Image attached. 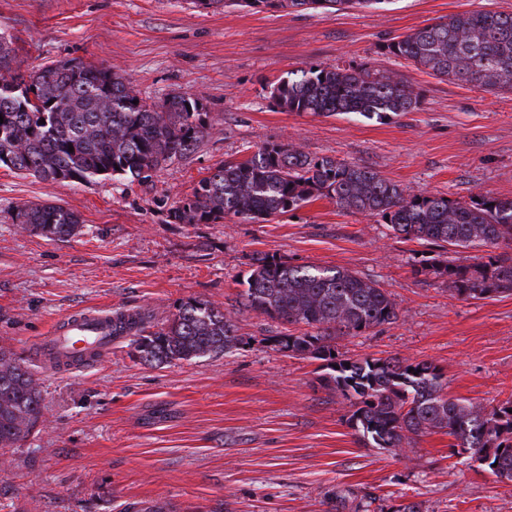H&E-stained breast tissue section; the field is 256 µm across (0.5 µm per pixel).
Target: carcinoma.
<instances>
[{"label": "carcinoma", "mask_w": 512, "mask_h": 512, "mask_svg": "<svg viewBox=\"0 0 512 512\" xmlns=\"http://www.w3.org/2000/svg\"><path fill=\"white\" fill-rule=\"evenodd\" d=\"M285 11L368 7L383 0H242ZM387 53L435 76L478 87L512 89V13L470 12L426 25L386 45ZM287 112L358 113L383 117L420 103L413 84L366 64L291 71L271 85ZM0 162L47 182L96 178L144 182L192 153L207 133L199 99L176 94L148 102L126 78L78 59L29 68L0 36ZM45 123H40V120ZM73 151H68V148ZM319 197L387 220L408 240L443 249L486 248L470 263L438 254L422 273L448 277L462 297L512 294V199L482 195L451 200L402 188L378 173L331 157L313 158L294 144H271L242 160H226L168 212L171 224H210L233 215L263 222ZM12 219L52 240L81 230V216L57 204L19 206ZM237 305L223 312L189 300L158 327L145 311H112V335L130 339L138 358L160 366L223 356L237 348L234 317L254 313L286 329L271 337L280 351L326 362L324 385L353 407L348 421L373 447L390 452L416 438L444 433L453 453L486 461L512 481V397L491 408L444 392L442 369L406 358L345 360L332 355L336 337L394 322V300L376 285L338 267L298 266L269 254L251 258ZM309 330L296 334L290 327ZM350 366H345V363ZM45 423L39 382L10 349L0 348V447L12 448Z\"/></svg>", "instance_id": "cac0c4a2"}]
</instances>
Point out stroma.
Segmentation results:
<instances>
[{
	"label": "stroma",
	"mask_w": 512,
	"mask_h": 512,
	"mask_svg": "<svg viewBox=\"0 0 512 512\" xmlns=\"http://www.w3.org/2000/svg\"><path fill=\"white\" fill-rule=\"evenodd\" d=\"M463 12L511 13L512 0H384L376 8L201 9L192 0H0V32L37 67L76 58L122 73L147 101L198 96L196 150L144 182L50 183L0 168V347L38 378L51 423L0 447V512H512V482L424 436L392 453L366 445L351 407L323 387L320 361L274 348L277 323L235 316L239 348L151 366L129 340L103 363L47 371L36 343L69 313L146 310L155 324L196 299L230 309L252 256L341 267L391 296L399 316L341 336L345 358L439 365L449 396L486 407L512 396V295L462 298L415 273L438 247L327 198L263 223L228 216L172 224L168 211L216 164L293 143L367 167L414 192L512 198V90L440 79L386 54L395 38ZM369 64L411 81L418 109L385 119L284 112L268 87L310 65ZM78 213L66 241L20 229L17 206Z\"/></svg>",
	"instance_id": "1"
}]
</instances>
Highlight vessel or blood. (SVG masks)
<instances>
[{
	"instance_id": "b4317fda",
	"label": "vessel or blood",
	"mask_w": 512,
	"mask_h": 512,
	"mask_svg": "<svg viewBox=\"0 0 512 512\" xmlns=\"http://www.w3.org/2000/svg\"><path fill=\"white\" fill-rule=\"evenodd\" d=\"M111 349L112 326L107 316L91 311L70 314L38 345L41 362L50 371L101 363Z\"/></svg>"
}]
</instances>
